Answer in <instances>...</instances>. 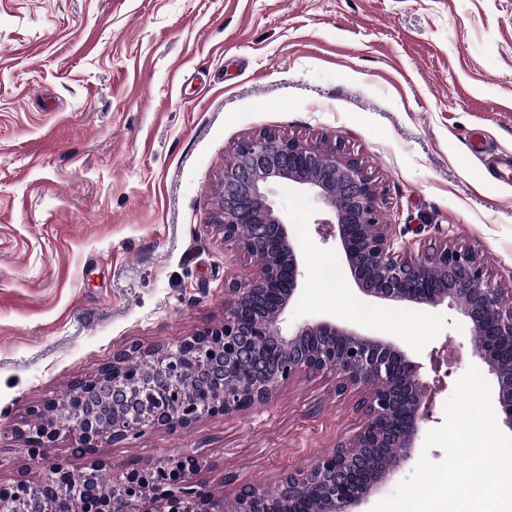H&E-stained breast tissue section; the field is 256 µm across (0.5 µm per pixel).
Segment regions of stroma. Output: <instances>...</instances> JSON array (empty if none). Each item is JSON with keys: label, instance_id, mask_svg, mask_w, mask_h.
I'll list each match as a JSON object with an SVG mask.
<instances>
[{"label": "stroma", "instance_id": "1", "mask_svg": "<svg viewBox=\"0 0 512 512\" xmlns=\"http://www.w3.org/2000/svg\"><path fill=\"white\" fill-rule=\"evenodd\" d=\"M259 132L341 146L378 184L396 248L448 239L512 288V185L493 176L512 156V0H0V487L193 455L207 492L228 472L272 490L362 426V392L337 394L327 371L92 458L64 435L34 460L18 434L114 352L223 321L225 277L255 264L209 218ZM272 201L301 271L284 333L331 320L392 342L419 365L424 434L469 367L496 391L455 304L364 296L329 209L290 181Z\"/></svg>", "mask_w": 512, "mask_h": 512}]
</instances>
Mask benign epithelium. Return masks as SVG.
Instances as JSON below:
<instances>
[{
	"label": "benign epithelium",
	"instance_id": "1",
	"mask_svg": "<svg viewBox=\"0 0 512 512\" xmlns=\"http://www.w3.org/2000/svg\"><path fill=\"white\" fill-rule=\"evenodd\" d=\"M288 180L308 187L332 213L336 239L347 269L364 295L399 302L440 305L455 302L472 325L473 354L495 375L503 423L512 430V304L493 282L485 261L470 247L440 240L423 259L395 256L394 240L384 224L378 186L358 159L339 146L322 148L285 134L263 132L238 147L224 167L219 204L211 223L224 241L251 256L270 252L256 272L227 284L230 296L224 321L197 331L160 351L136 346L113 357L98 375L77 381L60 400L30 409L33 426L23 432L27 454L38 459L62 434L48 421L64 403L81 402L104 377L112 378L105 398L112 408L108 421L87 413L72 427L79 447L93 455L104 439L122 443L157 427H187L202 417H229L269 403L280 387L302 374L332 371L336 393L351 388L365 393V421L336 450L307 470L289 472L277 494L245 484L236 492L215 496L197 488L188 475L200 460L193 455L164 459L149 467H131L100 487L56 465L40 485L0 487V512L11 498L52 502L76 482L85 485L71 512H352L399 464L409 460L420 424L419 366L391 343L362 335L329 321L299 326L282 334V317L299 286L301 271L286 220L270 199L272 185ZM441 278V288L423 284ZM216 348L224 353L221 371L191 400L181 395L185 364L206 368ZM372 448H393L396 460L375 473L369 467Z\"/></svg>",
	"mask_w": 512,
	"mask_h": 512
}]
</instances>
